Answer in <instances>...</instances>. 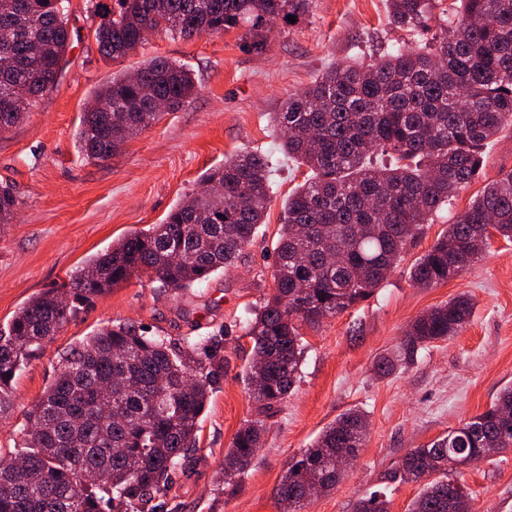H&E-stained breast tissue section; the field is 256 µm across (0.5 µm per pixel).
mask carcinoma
Returning a JSON list of instances; mask_svg holds the SVG:
<instances>
[{
	"label": "carcinoma",
	"instance_id": "1",
	"mask_svg": "<svg viewBox=\"0 0 512 512\" xmlns=\"http://www.w3.org/2000/svg\"><path fill=\"white\" fill-rule=\"evenodd\" d=\"M307 0H117L95 28L101 55L117 59L155 30L188 39L260 20L296 15ZM438 0H387L390 23L423 24ZM450 35L433 46L399 48L363 66L336 63L312 85L288 96L274 123L283 151L311 176L286 203L273 294L243 325L253 342L247 384L261 415L288 398L303 355L300 326L334 316L368 298L389 277L407 243L439 208L478 174L484 150L512 126V0H461L448 21ZM69 44L67 11L53 0H0V132L17 124L58 83ZM137 82L118 75L95 92L78 148L104 160L161 113L193 94L189 70L155 57ZM381 151L393 163L378 164ZM271 199L269 161L239 153L208 169L188 203L161 224L125 237L97 254L60 288L30 299L0 329V408L16 372L94 298L136 273L175 290L201 284L233 266L263 223ZM21 201L0 185V224H10ZM512 239V173L487 184L446 233L411 267L414 284L430 287L469 269L489 247L484 226ZM465 296L418 318L399 360L445 339L469 320ZM222 341L147 336L126 324L103 327L60 356L55 378L27 413L22 446L0 457V512H158L156 495L168 485L182 453L195 446L200 419L224 376ZM368 421L349 410L312 447L288 463L276 488L283 512H299L306 485L325 492L339 483L336 450L363 447ZM265 432L259 417L236 433L224 476L241 475ZM481 458L485 448H512V387L484 412L410 449L402 479L432 475L409 512H448L464 492L449 477L448 449ZM355 512H387L381 492L359 500Z\"/></svg>",
	"mask_w": 512,
	"mask_h": 512
}]
</instances>
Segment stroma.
<instances>
[{"label": "stroma", "instance_id": "obj_1", "mask_svg": "<svg viewBox=\"0 0 512 512\" xmlns=\"http://www.w3.org/2000/svg\"><path fill=\"white\" fill-rule=\"evenodd\" d=\"M110 3L70 0L71 42L58 84L0 133V185H10L21 201L16 220L0 226V328L37 293L68 283L92 255L162 223L197 191L203 173L227 157L253 152L269 158L271 203L235 265L207 282L173 290L138 273L70 319L17 373L12 399L0 412V455L19 446L26 413L54 377L60 356L98 328L127 323L175 339H222L224 377L202 414L196 448L166 490L163 512H282L275 493L289 461L350 409L367 416L365 443L349 476L301 512H354L376 490L386 494L388 512H408L422 485L401 480L402 457L446 436L512 386V241L493 237L485 253L448 282L422 288L410 278L416 259L480 189L512 172L511 127L486 148L475 180L408 244L381 288L303 328L297 382L265 416L262 446L246 472L225 478L224 456L239 428L256 416L244 380L252 344L242 326L274 287L285 203L309 174L282 152L272 114L334 63L368 65L394 47L431 41L456 0H442L426 26L414 30L389 22L386 0H309L294 20L265 24L259 49L251 48L244 26L190 39L159 30L116 60L99 53L94 37L95 7ZM155 56L191 71L194 96L110 158H88L75 135L94 92ZM461 294L471 298L473 312L456 335L427 343L392 373H378L377 360L401 345L417 318ZM457 478L471 512H512V449L462 467Z\"/></svg>", "mask_w": 512, "mask_h": 512}]
</instances>
